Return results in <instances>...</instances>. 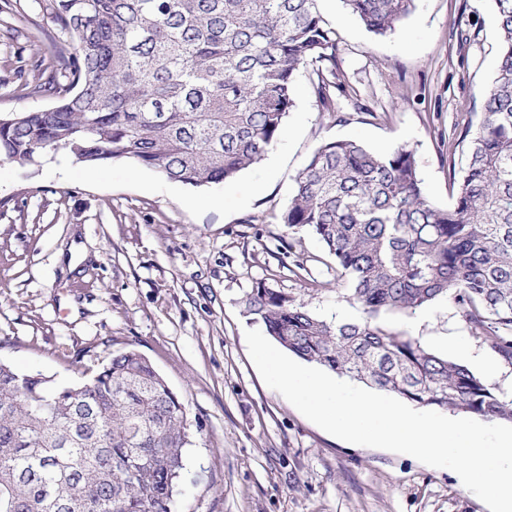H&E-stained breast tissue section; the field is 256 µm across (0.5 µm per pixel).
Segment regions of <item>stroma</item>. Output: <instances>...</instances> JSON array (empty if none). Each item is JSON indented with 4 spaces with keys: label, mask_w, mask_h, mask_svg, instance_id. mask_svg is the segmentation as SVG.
Segmentation results:
<instances>
[{
    "label": "stroma",
    "mask_w": 512,
    "mask_h": 512,
    "mask_svg": "<svg viewBox=\"0 0 512 512\" xmlns=\"http://www.w3.org/2000/svg\"><path fill=\"white\" fill-rule=\"evenodd\" d=\"M12 3L0 21L1 114L53 106L45 73L74 51L42 0ZM319 6L340 36L336 111L322 110L311 69H301L284 134L232 181L193 188L128 161L90 169L62 151L23 168L0 161V362L71 383L125 350L145 355L194 427L177 512H489L450 469L328 434L268 387L249 356L253 323L240 300L257 282L325 317L350 311L314 235L278 220L312 153L330 139L410 149L428 199L448 206L449 171L468 163L455 126L479 118L498 65L488 0H417L384 37L340 0ZM392 327L453 361L467 347L473 372L494 361L486 382L512 401V364L453 304Z\"/></svg>",
    "instance_id": "35a3bbf8"
}]
</instances>
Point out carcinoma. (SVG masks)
Here are the masks:
<instances>
[{
  "instance_id": "1",
  "label": "carcinoma",
  "mask_w": 512,
  "mask_h": 512,
  "mask_svg": "<svg viewBox=\"0 0 512 512\" xmlns=\"http://www.w3.org/2000/svg\"><path fill=\"white\" fill-rule=\"evenodd\" d=\"M320 0H44L76 42L47 84L55 106L0 123V159L21 166L59 149L97 167L125 160L207 187L259 163L295 104L300 69L328 112L342 89L336 29ZM386 36L416 0H341ZM500 56L478 123L457 132L469 163L434 205L414 153L327 140L295 179L280 222L332 257L338 299L325 318L264 281L243 313L298 358L420 407L512 421L467 366L395 332L390 318L448 300L512 363V0H490ZM190 444L184 407L143 355L112 356L62 385L0 364V512H175Z\"/></svg>"
}]
</instances>
